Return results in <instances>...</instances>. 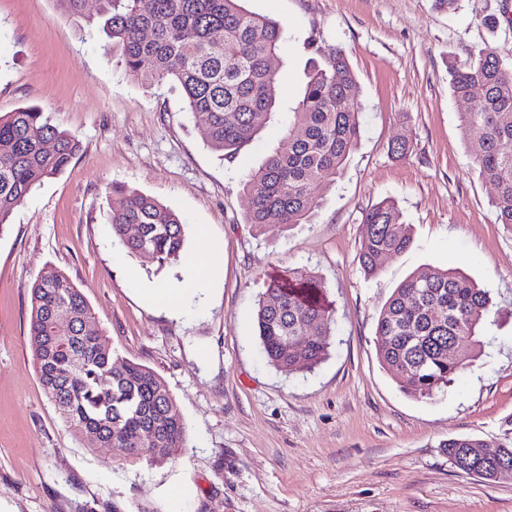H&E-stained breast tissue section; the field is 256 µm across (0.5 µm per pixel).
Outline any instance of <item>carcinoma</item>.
Masks as SVG:
<instances>
[{
	"mask_svg": "<svg viewBox=\"0 0 512 512\" xmlns=\"http://www.w3.org/2000/svg\"><path fill=\"white\" fill-rule=\"evenodd\" d=\"M97 2L92 16L86 0H56L71 16L103 20L125 70L150 84L178 82L187 111L204 121L205 144L221 159H232L280 112L285 36L279 22L247 10L242 0ZM314 44L307 42L306 82L290 109L288 148L272 152L243 183L249 224L289 229L310 223L313 189L335 186L360 140L359 83L349 59L340 47L321 51ZM448 69L455 97L480 90L460 125L479 176L495 191L497 221L512 229V64L485 48L467 67L450 62ZM80 149L76 134L53 125L35 105L0 116V231L32 189L66 170ZM112 196V232L130 253L161 267L180 258L185 229L177 214L122 185L112 187ZM362 224L359 258L367 275L412 245L411 227L392 200L369 208ZM324 290L319 278L292 269L266 282L254 320L268 361L281 371L307 372L325 359L334 318ZM490 306L488 291L458 269L414 274L380 311L379 362L406 393L432 396L480 354ZM61 316L69 329L58 334ZM29 334L43 389L85 447L117 446L150 461L185 447L182 416L160 377L112 352L81 292L53 267L32 285ZM297 336L307 337L305 346H291ZM483 444L463 436L440 447L456 469L493 481L498 467H512V447L480 464L467 449Z\"/></svg>",
	"mask_w": 512,
	"mask_h": 512,
	"instance_id": "obj_1",
	"label": "carcinoma"
}]
</instances>
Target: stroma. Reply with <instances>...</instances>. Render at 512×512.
Returning a JSON list of instances; mask_svg holds the SVG:
<instances>
[{"label":"stroma","instance_id":"stroma-1","mask_svg":"<svg viewBox=\"0 0 512 512\" xmlns=\"http://www.w3.org/2000/svg\"><path fill=\"white\" fill-rule=\"evenodd\" d=\"M286 38L281 111L233 160L204 143L177 85L144 84L106 38L55 0H0V115L39 106L82 150L0 231V512H512V479L453 467L441 443L512 445V231L496 221L450 90L448 66L492 48L512 63V0H246ZM497 16V31L482 24ZM341 47L357 74L361 138L312 223L248 224L241 183L288 145L308 40ZM411 151L391 153L394 140ZM116 184L174 210L208 291L177 319L144 288L180 279L120 247L107 215ZM394 199L413 243L365 276L362 215ZM64 273L121 358L154 370L183 416L171 459L86 448L46 397L29 337L31 287ZM458 268L492 297L482 353L445 391L404 393L375 348L380 311L410 274ZM321 278L334 310L315 369L266 358L252 318L276 270ZM185 489L183 502L170 496Z\"/></svg>","mask_w":512,"mask_h":512}]
</instances>
